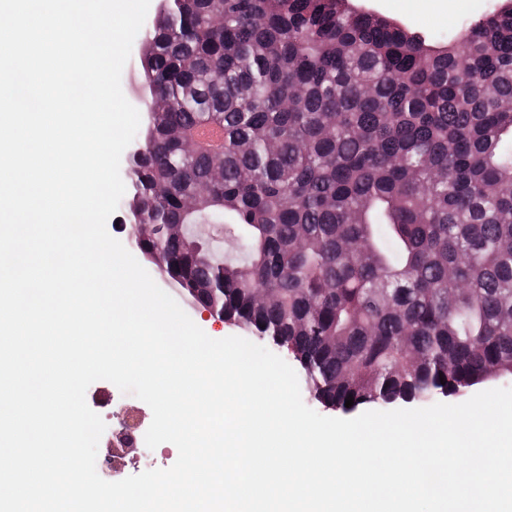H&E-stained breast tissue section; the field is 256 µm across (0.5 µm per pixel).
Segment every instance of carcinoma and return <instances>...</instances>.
I'll list each match as a JSON object with an SVG mask.
<instances>
[{
	"label": "carcinoma",
	"mask_w": 512,
	"mask_h": 512,
	"mask_svg": "<svg viewBox=\"0 0 512 512\" xmlns=\"http://www.w3.org/2000/svg\"><path fill=\"white\" fill-rule=\"evenodd\" d=\"M136 73L167 106L124 231L192 304L224 296L345 413L512 376V6L424 36L352 0H169Z\"/></svg>",
	"instance_id": "carcinoma-1"
}]
</instances>
